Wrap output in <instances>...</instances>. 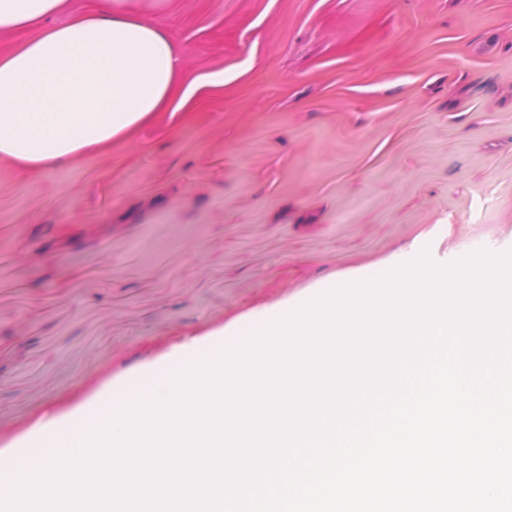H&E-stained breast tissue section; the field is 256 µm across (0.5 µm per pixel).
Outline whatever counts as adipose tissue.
<instances>
[{"label":"adipose tissue","instance_id":"obj_1","mask_svg":"<svg viewBox=\"0 0 512 512\" xmlns=\"http://www.w3.org/2000/svg\"><path fill=\"white\" fill-rule=\"evenodd\" d=\"M0 35L14 39L0 52V164L22 179L132 142L161 113L224 89L220 74L185 82L178 46L132 0L89 11L0 0Z\"/></svg>","mask_w":512,"mask_h":512}]
</instances>
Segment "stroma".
<instances>
[{"instance_id": "35a3bbf8", "label": "stroma", "mask_w": 512, "mask_h": 512, "mask_svg": "<svg viewBox=\"0 0 512 512\" xmlns=\"http://www.w3.org/2000/svg\"><path fill=\"white\" fill-rule=\"evenodd\" d=\"M221 95L0 165V452L171 349L432 231L512 250V0H137Z\"/></svg>"}]
</instances>
